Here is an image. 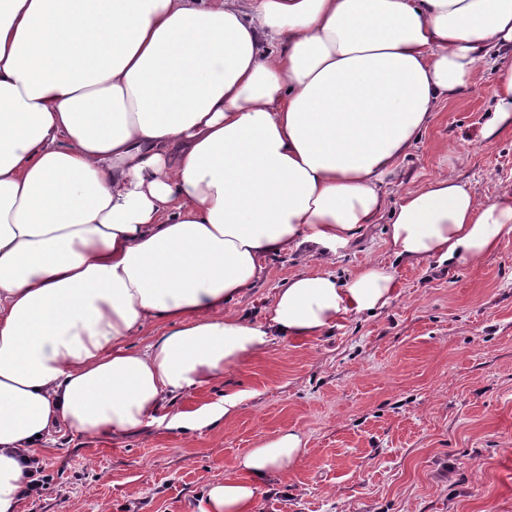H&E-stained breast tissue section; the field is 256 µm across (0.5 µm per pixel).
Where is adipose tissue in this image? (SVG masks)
Returning <instances> with one entry per match:
<instances>
[{
    "instance_id": "obj_1",
    "label": "adipose tissue",
    "mask_w": 512,
    "mask_h": 512,
    "mask_svg": "<svg viewBox=\"0 0 512 512\" xmlns=\"http://www.w3.org/2000/svg\"><path fill=\"white\" fill-rule=\"evenodd\" d=\"M70 2L42 43L51 0H0V512L59 430L209 427L243 393L173 413L167 398L390 304L379 265L344 281L308 266L262 323L227 310L267 257L375 223L437 103L512 48V0ZM388 236L400 260L478 265L512 237V190L484 200L440 170ZM159 317L170 328L132 347ZM305 454L279 430L200 512H252Z\"/></svg>"
}]
</instances>
